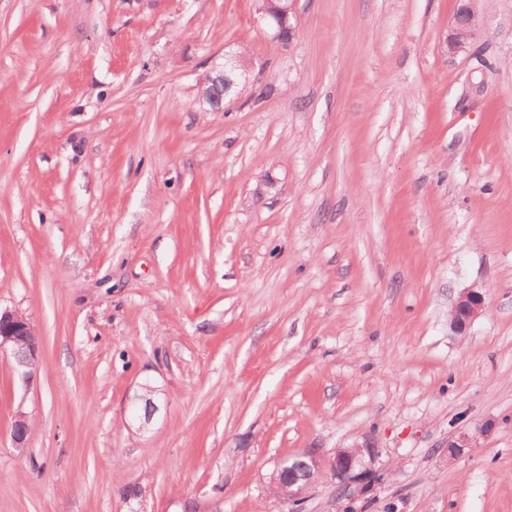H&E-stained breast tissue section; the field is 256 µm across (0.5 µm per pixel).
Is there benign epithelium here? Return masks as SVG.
I'll list each match as a JSON object with an SVG mask.
<instances>
[{"mask_svg": "<svg viewBox=\"0 0 512 512\" xmlns=\"http://www.w3.org/2000/svg\"><path fill=\"white\" fill-rule=\"evenodd\" d=\"M296 0H263L259 12L263 14L273 29V38L286 40L292 35L290 17L294 14ZM479 0H457L453 13L448 47L455 53L465 52L471 47L482 27V16L477 9ZM249 68V61L243 54L236 55V64L218 71L208 77L202 89V100L214 109L223 107L224 95L235 84L236 69ZM486 307V292L479 288H467L459 293L450 311V328L458 336L467 335L471 325L480 317ZM0 349L10 351L14 359V369L19 374L31 375L39 357V341L34 326L24 314L0 310ZM131 401L141 403L145 409L144 416L136 418L138 429H145L159 411L161 405L160 390L143 384ZM13 444L16 448L24 447L29 433L27 415L19 410L14 416ZM380 450L376 442L365 437L344 448H337L329 458H324L317 448H307L293 459L281 461L275 468L279 480L275 496L288 501L293 512L306 499L311 482L307 474H320L323 466H328L337 486L348 490L355 497L363 495L381 483L383 473L376 467Z\"/></svg>", "mask_w": 512, "mask_h": 512, "instance_id": "1", "label": "benign epithelium"}]
</instances>
